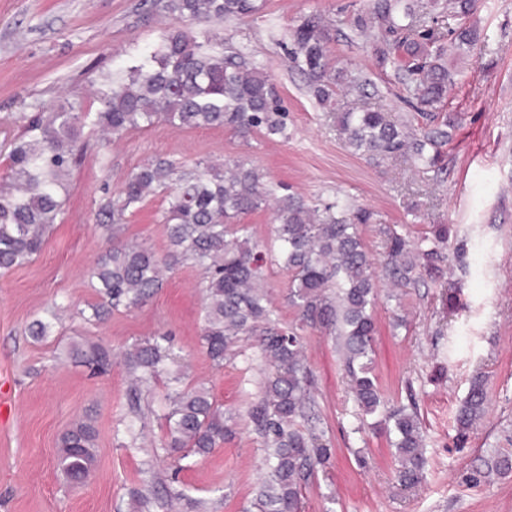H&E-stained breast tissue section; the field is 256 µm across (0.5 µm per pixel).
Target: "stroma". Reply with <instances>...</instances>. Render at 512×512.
Segmentation results:
<instances>
[{
  "instance_id": "35a3bbf8",
  "label": "stroma",
  "mask_w": 512,
  "mask_h": 512,
  "mask_svg": "<svg viewBox=\"0 0 512 512\" xmlns=\"http://www.w3.org/2000/svg\"><path fill=\"white\" fill-rule=\"evenodd\" d=\"M366 9L367 0H265L258 14L200 24L172 15L166 0H0V185L9 180L10 143L22 131L21 114L69 104L97 112L106 76L175 27L262 67L288 111L284 139L260 133L243 139L223 128L162 122L113 139L84 127L80 160L65 179L63 214L41 253L0 277V512H135L130 492L141 488L148 459L160 477L176 479L177 489L197 500V512H243L257 493L264 451L246 411L269 368L245 341L223 366L210 361L201 344L200 272L179 268L152 298L104 322L81 316L99 300L87 277L106 248L97 205L104 192H117L157 158L183 170L202 159L246 161L310 205L340 196L413 239L432 225H455L469 269L451 261L436 281L398 290L382 284L375 310L373 370L389 406L417 403L426 434L422 482L412 489L396 482L386 432L359 430L343 360L331 337L311 331L306 356L334 455L307 488L304 510L512 512V472L489 466L496 452L512 453V0H477L468 16H448L449 27L475 26L485 42L452 59L455 83L442 108L452 139L444 148L447 170L439 175L402 158L376 165L349 152L335 111L321 106L290 67L283 34L318 15L330 32L332 65L362 72L376 87L366 99L339 97V107L408 114L393 66L378 67L374 45L350 25ZM166 206L165 193L149 195L127 214L124 241L162 251L159 218ZM55 302L65 307L61 325L34 340L29 324ZM399 315L406 326L395 327ZM153 336L172 337L188 382L206 383L236 417L235 435L186 468L173 455L154 458L149 449L122 447L114 433L127 412L125 353ZM86 341L111 350L105 374L90 375L67 357L70 343ZM479 373L486 377L489 409L462 437L455 415ZM86 416L97 431L95 463L83 483L73 484L57 466V448Z\"/></svg>"
}]
</instances>
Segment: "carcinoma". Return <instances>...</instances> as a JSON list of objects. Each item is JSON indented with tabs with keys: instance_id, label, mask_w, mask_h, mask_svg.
<instances>
[{
	"instance_id": "obj_1",
	"label": "carcinoma",
	"mask_w": 512,
	"mask_h": 512,
	"mask_svg": "<svg viewBox=\"0 0 512 512\" xmlns=\"http://www.w3.org/2000/svg\"><path fill=\"white\" fill-rule=\"evenodd\" d=\"M438 0H370L368 16L357 15L353 28L380 43L379 62H393L402 85L403 101L433 127L417 132L412 118L396 120L387 112L362 109L338 114L343 143L352 153L378 161L406 157L423 171L445 167L442 147L451 139L448 118L439 109L454 84L448 56L470 52L480 39L466 26L439 31ZM167 8L180 18L210 22L254 15L262 0H169ZM287 38L290 62L308 82L312 95L332 105L345 90L367 91L372 81L346 69H333L326 44L329 32L317 15L304 17ZM100 108L90 114L70 105L56 112L23 117V132L11 143V184L0 186V274L37 256L57 218L63 214V181L76 160L78 136L86 123L120 137L166 122L182 128L224 127L246 138L259 132L268 138L288 137L285 109L269 75L256 66L224 56L210 42L175 28L133 65L109 78L99 93ZM170 190L163 211L166 247L157 253L122 239L126 213L138 209L147 196ZM266 173L245 162L219 166L201 160L179 171L166 159H155L132 173L116 197L103 196L96 220L108 247L89 268L88 276L100 296L90 319L103 321L122 307L137 306L162 287L166 274L184 265L202 272L204 329L202 346L217 366L237 354L243 338L256 343L271 368L258 402L249 408L253 431L266 450L262 486L245 512H300L303 490L317 468L325 466L332 449L323 443L320 417L312 395L313 375L307 363L306 328L339 340L350 389L364 415L384 407L371 370L378 298L373 269L360 228L377 223L376 214L353 207L341 197L310 206ZM273 205L275 235L271 244L252 240L250 225L241 216ZM385 260L383 276L394 287H414L440 271L450 228L439 225L430 236L411 242L396 225L382 224ZM289 274L288 304L299 323L284 326L267 293V270ZM61 321L60 309L36 319L29 335L42 339ZM70 354L93 375L107 372L111 350L99 343L74 344ZM132 377L129 413L123 420L121 447L138 448L145 423L139 419L142 392L168 374L167 432L155 453L205 457L234 434L233 415L203 383L187 386L181 371H171L177 355L168 338L135 342L125 354ZM488 407L483 376L475 375L455 416L464 436L484 417ZM394 434L396 478L412 488L423 478L425 435L415 404L385 415ZM96 433L89 422L76 423L61 438L58 463L68 479L79 482L95 461ZM153 491H132L138 512H168L185 494L158 479L151 468Z\"/></svg>"
}]
</instances>
